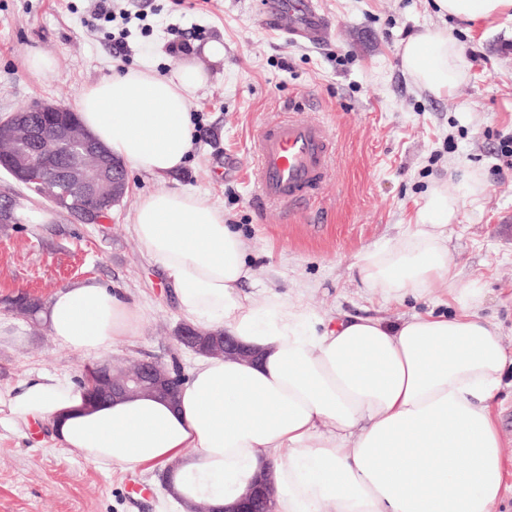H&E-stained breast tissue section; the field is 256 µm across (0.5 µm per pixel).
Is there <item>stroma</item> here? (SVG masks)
Here are the masks:
<instances>
[{"instance_id": "stroma-1", "label": "stroma", "mask_w": 512, "mask_h": 512, "mask_svg": "<svg viewBox=\"0 0 512 512\" xmlns=\"http://www.w3.org/2000/svg\"><path fill=\"white\" fill-rule=\"evenodd\" d=\"M257 0H111L131 13L127 66L164 75L180 63L168 50L180 32L221 42L189 110L202 129L185 166L166 181L128 170V191L100 224H81L0 171V194L27 214L0 225V386L49 372L81 379L85 357L56 344L47 323L9 309L19 295L48 301L60 287L94 278L120 289L143 312L134 336L112 346L113 360L155 359L192 370L195 354L177 347L183 318L174 292L135 239V203L160 187L190 189L223 207L248 241L259 295L273 288L304 296L315 315L342 312L389 321L435 307L423 300L369 297L352 264L361 251L395 241L413 223L433 181L454 163L478 169L486 192L464 201L448 225L460 286L485 290L481 316L496 323L512 352V169L498 153L512 135V17L465 29L440 16L434 0H317L333 28L310 45L264 28ZM95 0H0V119L40 101L75 108L87 85L118 74L112 41L85 26ZM452 26L470 58L465 79L445 98L419 88L398 49L410 35ZM53 68L35 73L33 54ZM299 108L326 124L336 149L322 197L307 213L283 216L255 195L253 136L269 118ZM161 465L103 470L56 444L49 426L0 427V512H158Z\"/></svg>"}]
</instances>
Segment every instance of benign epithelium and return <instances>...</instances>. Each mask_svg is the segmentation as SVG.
<instances>
[{
	"mask_svg": "<svg viewBox=\"0 0 512 512\" xmlns=\"http://www.w3.org/2000/svg\"><path fill=\"white\" fill-rule=\"evenodd\" d=\"M15 134L16 139L27 146L14 165L8 168L18 183L29 184L30 171L34 160L39 158L48 163L44 169L40 196L53 201L56 190L66 189L71 196L68 210L82 224H94L98 214L89 210L85 202L94 197L105 196L113 202L121 201L127 191L124 167L110 156L104 148L94 146L93 137L79 124L64 125L51 134L39 131L33 123L30 111L22 109L0 121V131ZM92 155L96 165L86 164L81 156ZM203 332L187 323L181 324L176 332L177 343L194 352L201 351L195 338ZM212 336L211 356L236 355L251 359L254 354L243 349L237 340L226 331L210 333ZM90 385L88 404L99 405L108 400L124 399L138 394H151L172 399L175 396L178 377L166 364L145 361L127 372L114 373L105 361L96 362L91 375L85 378ZM275 490L270 482L259 477L246 493L236 502L238 512H265L274 502Z\"/></svg>",
	"mask_w": 512,
	"mask_h": 512,
	"instance_id": "obj_1",
	"label": "benign epithelium"
}]
</instances>
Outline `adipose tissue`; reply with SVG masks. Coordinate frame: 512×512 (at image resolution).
<instances>
[{
    "label": "adipose tissue",
    "mask_w": 512,
    "mask_h": 512,
    "mask_svg": "<svg viewBox=\"0 0 512 512\" xmlns=\"http://www.w3.org/2000/svg\"><path fill=\"white\" fill-rule=\"evenodd\" d=\"M470 26L512 12V0H435ZM401 65L435 97L451 95L469 62L451 30L425 28L400 47ZM224 60L209 42L183 54L170 74L143 66L84 87L78 118L125 165L165 179L197 137L189 103ZM486 188L481 172L436 181L414 224L393 244L357 255L353 269L385 300L440 288L449 312L389 322L314 316L302 300L244 293L248 245L223 210L190 191L140 195L132 231L163 271L184 318L223 329L256 360L202 357L177 402L141 395L89 410L85 389L41 374L0 388V416L48 424L57 443L98 467L134 470L179 460L172 481L180 512L200 499L231 505L257 473L276 488L274 512H498L506 491L494 400L512 353L462 288L443 228L463 197ZM61 347L99 357L134 335L140 308L91 279L63 287L44 312Z\"/></svg>",
    "instance_id": "adipose-tissue-1"
}]
</instances>
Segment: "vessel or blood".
<instances>
[{"label": "vessel or blood", "instance_id": "1", "mask_svg": "<svg viewBox=\"0 0 512 512\" xmlns=\"http://www.w3.org/2000/svg\"><path fill=\"white\" fill-rule=\"evenodd\" d=\"M261 24L291 41L322 43L331 27L315 0H258ZM258 197L288 213L312 207L330 174L331 143L318 123L291 118L262 128L255 140Z\"/></svg>", "mask_w": 512, "mask_h": 512}]
</instances>
